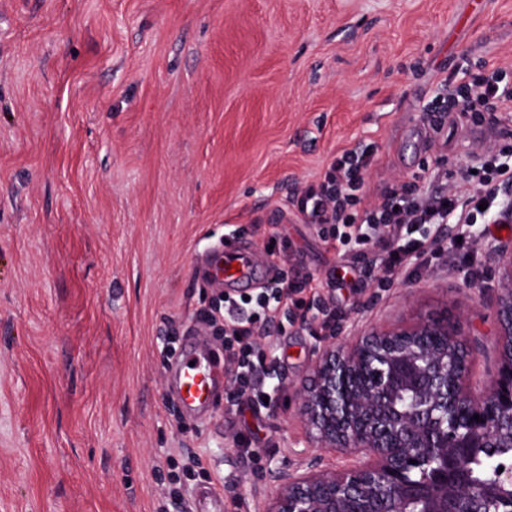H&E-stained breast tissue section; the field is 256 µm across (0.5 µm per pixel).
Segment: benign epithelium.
<instances>
[{
    "mask_svg": "<svg viewBox=\"0 0 512 512\" xmlns=\"http://www.w3.org/2000/svg\"><path fill=\"white\" fill-rule=\"evenodd\" d=\"M491 250L503 265L490 382L473 378L458 318L323 345L298 412L314 447L342 464L306 455L277 470L265 512H512V464L482 485L468 464L475 448L512 447V243Z\"/></svg>",
    "mask_w": 512,
    "mask_h": 512,
    "instance_id": "1",
    "label": "benign epithelium"
}]
</instances>
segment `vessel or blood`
Returning a JSON list of instances; mask_svg holds the SVG:
<instances>
[{"instance_id": "vessel-or-blood-1", "label": "vessel or blood", "mask_w": 512, "mask_h": 512, "mask_svg": "<svg viewBox=\"0 0 512 512\" xmlns=\"http://www.w3.org/2000/svg\"><path fill=\"white\" fill-rule=\"evenodd\" d=\"M257 270L258 263L247 249L211 257L201 266L204 279L217 288L250 285ZM223 377L224 368L212 353L197 344L190 346L175 368L176 394L184 409L201 417L210 415Z\"/></svg>"}]
</instances>
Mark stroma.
Segmentation results:
<instances>
[{"label":"stroma","instance_id":"1","mask_svg":"<svg viewBox=\"0 0 512 512\" xmlns=\"http://www.w3.org/2000/svg\"><path fill=\"white\" fill-rule=\"evenodd\" d=\"M512 62V0H12L0 13V512H164L174 481L223 476V512H263L272 469L298 463L297 386L325 336L285 325L264 341L276 405L256 413L225 386L199 423L169 370L218 298L199 276L223 245L324 278L336 342L367 327L462 316L472 370L495 360L501 260L512 223L472 225L480 265L456 257L378 287V267L330 250L296 216V186L334 156L375 145L379 199L442 155L449 170L512 125L449 130L429 148L421 110L443 72ZM253 442L241 453L237 435ZM204 468L183 473L185 453Z\"/></svg>","mask_w":512,"mask_h":512}]
</instances>
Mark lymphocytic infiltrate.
<instances>
[{
    "label": "lymphocytic infiltrate",
    "instance_id": "1",
    "mask_svg": "<svg viewBox=\"0 0 512 512\" xmlns=\"http://www.w3.org/2000/svg\"><path fill=\"white\" fill-rule=\"evenodd\" d=\"M503 72L500 66L488 72L461 67L441 78L423 107L424 126L438 136L443 130L442 122L434 118L438 112L473 119L485 112L511 113L512 84ZM376 154L373 145L344 149L330 162L322 180L295 189L289 209L305 224L339 225L330 249L360 258L379 251L382 284L403 273L416 276L451 250L462 251L464 262L477 265V251L468 241H449L447 227L471 226L495 210L506 213L512 197V162L504 151L487 150L477 162L453 174L442 160H435L425 166L420 182L397 183L374 200L365 184ZM283 248L279 241L265 246L277 267L265 292L250 299L225 296L223 308L200 315L205 325L223 328L224 363L238 386L236 397L258 409L277 401L278 374L265 361L261 339L270 335L278 314L293 306L299 309L302 323H319L330 335L336 330L334 316L320 298L321 288L335 287V275L323 281L309 273L284 275L278 268Z\"/></svg>",
    "mask_w": 512,
    "mask_h": 512
}]
</instances>
